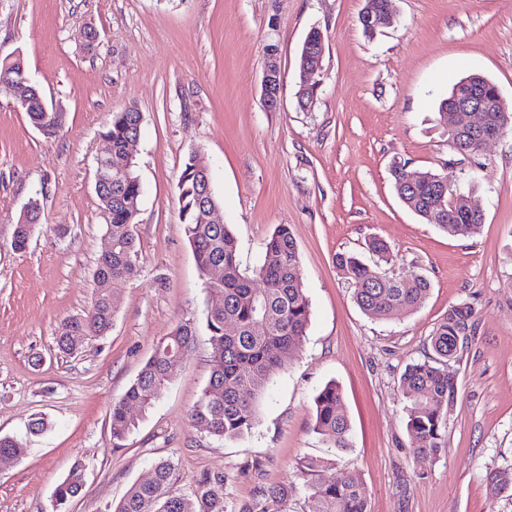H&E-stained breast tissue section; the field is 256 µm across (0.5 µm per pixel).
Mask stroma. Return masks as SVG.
Instances as JSON below:
<instances>
[{
	"mask_svg": "<svg viewBox=\"0 0 512 512\" xmlns=\"http://www.w3.org/2000/svg\"><path fill=\"white\" fill-rule=\"evenodd\" d=\"M391 5L395 23L370 37L368 0H0V61L20 59L64 114L47 138L0 95V437L27 438L35 417L49 424L0 468V512H53L55 488L77 463L84 487L63 512H105L161 459L174 465V491L219 475L229 505L283 483L294 488L288 512H303V457L355 474L368 512H512V496L485 482L487 469L512 465V133L465 155L438 110L474 72L512 102V0ZM314 27L325 36L323 77L305 111L296 74ZM272 58L281 71L273 109L262 95ZM127 107L142 115L138 275L120 290L110 332L63 356L58 327L89 310L108 245L96 159L113 113ZM193 152L210 169L218 220L237 233L241 266L254 268L274 228L288 225L311 302L307 334L259 400L255 430L235 440L190 420L210 376L214 303L177 201ZM397 164L468 195L484 214L480 232L451 237L422 222L394 192ZM33 198L42 220L18 253L12 226ZM374 237L392 250L390 275L429 278L421 308L372 319L357 306L335 256L375 265ZM459 303L473 307L474 326L448 362L458 387L448 446L424 461L405 428L400 377L430 354L433 328ZM183 321L196 326V343L136 428L113 441V404ZM331 381L351 427L343 451L313 430L314 398Z\"/></svg>",
	"mask_w": 512,
	"mask_h": 512,
	"instance_id": "1",
	"label": "stroma"
}]
</instances>
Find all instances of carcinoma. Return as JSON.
Returning <instances> with one entry per match:
<instances>
[{
    "label": "carcinoma",
    "mask_w": 512,
    "mask_h": 512,
    "mask_svg": "<svg viewBox=\"0 0 512 512\" xmlns=\"http://www.w3.org/2000/svg\"><path fill=\"white\" fill-rule=\"evenodd\" d=\"M131 113H112L106 133L112 137V150L121 154L124 143L134 132ZM196 155L184 163L178 182V204L187 240L201 274L203 288L220 301L209 308L206 326L211 346V373L202 397L193 408L191 421L210 435L232 440L248 435L256 425L255 403L282 368L300 339L306 335L311 304L304 288L295 239L286 224H279L264 244L261 262L252 272L241 270L237 236L227 224H207L196 204V188L201 172ZM112 182L99 196L102 208L110 210L107 234L112 237V252L101 254L95 273L112 280V289L98 288L85 314L65 319L58 328L56 346L64 354L79 351L85 341L107 334L116 313L115 292L137 275V241L133 225L143 196L137 174L111 171ZM394 188L401 202L425 223L434 224L454 236L477 234L484 216L475 215L463 204V194L448 188L445 208L437 207L434 188L439 175L427 170L409 184L404 171L393 169ZM35 225L17 223L11 247L17 252L28 248ZM336 265L354 286V299L369 317L380 319L396 309L415 310L427 299L431 283L422 274L393 278L369 267L356 254H336ZM223 274L214 277L211 268ZM473 308L460 303L448 308L430 336L432 354L407 366L400 390L407 401L406 429L414 440V454L422 460L440 456L446 447L447 414L457 399L455 376L448 373V357L457 354L472 327ZM197 330L190 321L179 323L157 345L123 398L112 405V439L121 440L135 425L130 408L148 409L162 390L172 382L182 356L195 343ZM342 392L336 383L316 395L313 430L329 448L350 446V424L342 411ZM27 444L12 437H0V462L17 461L27 454ZM324 463L305 458L296 469L305 481V512H367L362 487L352 474L335 471L321 473ZM173 465L168 460L154 464L153 476L132 484L123 498L107 512H283L282 506L293 487L272 484L251 498L225 509L224 498L214 493L213 485L222 476L204 475L194 480L190 492L170 490ZM490 490L499 495L512 493V466L487 472ZM83 487V469L76 465L55 490L56 505L64 506L78 496Z\"/></svg>",
    "instance_id": "cac0c4a2"
}]
</instances>
